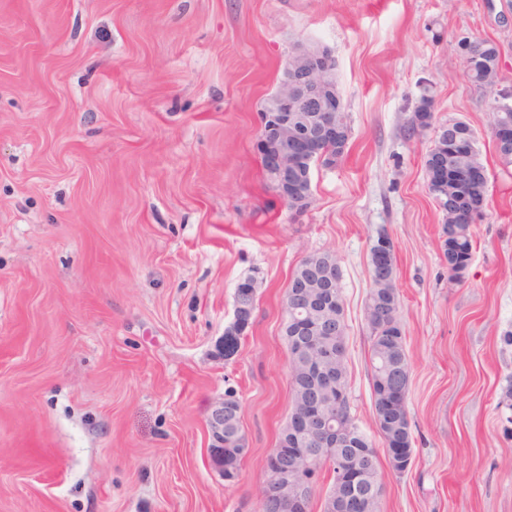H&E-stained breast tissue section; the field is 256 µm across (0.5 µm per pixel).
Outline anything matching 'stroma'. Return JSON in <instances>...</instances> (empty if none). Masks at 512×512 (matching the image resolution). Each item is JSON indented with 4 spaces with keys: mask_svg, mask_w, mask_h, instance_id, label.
<instances>
[{
    "mask_svg": "<svg viewBox=\"0 0 512 512\" xmlns=\"http://www.w3.org/2000/svg\"><path fill=\"white\" fill-rule=\"evenodd\" d=\"M464 36L499 44L495 90L469 80ZM300 45L331 54L349 138L298 211L256 142ZM506 91L512 0H0V512H259L292 408L282 301L316 253L341 267L352 413L379 440L364 305L384 234L415 462L380 460L378 512H512ZM456 120L487 178L460 283L425 172ZM247 279L252 324L228 349ZM230 388L251 448L231 485L206 434ZM511 95L504 94L500 99H495V112H493V121L506 122L512 124V101ZM510 100V102H509ZM501 123L494 127L492 131L495 145L509 142L512 145V125Z\"/></svg>",
    "mask_w": 512,
    "mask_h": 512,
    "instance_id": "stroma-1",
    "label": "stroma"
}]
</instances>
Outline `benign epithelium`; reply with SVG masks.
Here are the masks:
<instances>
[{
	"instance_id": "1",
	"label": "benign epithelium",
	"mask_w": 512,
	"mask_h": 512,
	"mask_svg": "<svg viewBox=\"0 0 512 512\" xmlns=\"http://www.w3.org/2000/svg\"><path fill=\"white\" fill-rule=\"evenodd\" d=\"M456 49L464 65L472 68L481 62V49L464 36ZM336 101L333 61L323 49L300 47L289 58L278 90L261 110V127L257 148L268 169L275 191L285 203L301 210L312 195V171L317 165L332 166L343 155V120ZM448 137L456 152L466 153L472 144L471 129L448 124ZM485 179L479 168L454 167L446 164L427 169V187L433 190L450 185L463 189ZM327 264L336 273L332 255L315 254L303 259L309 271ZM370 275L380 281L395 277L392 249L381 244L370 256ZM336 278L303 288L288 290L292 318L288 360L303 368L300 400L288 419V442L271 449L266 461L260 498L275 501L280 512H309L313 490L317 486L316 456L304 451L311 444L331 451L343 447L344 429L338 407L343 394L335 392L334 368L338 356L336 322L330 307L334 302L332 288ZM254 303L252 292L237 298L235 323L246 330L252 322ZM241 421L240 403L227 396L213 402L207 423L210 465L224 475V448L236 439ZM301 462L299 478L290 483L285 477L284 455ZM362 459L355 456L344 473L351 479L341 482L337 491L324 496L323 512H348L350 502L361 508L380 495L375 485L361 484Z\"/></svg>"
}]
</instances>
